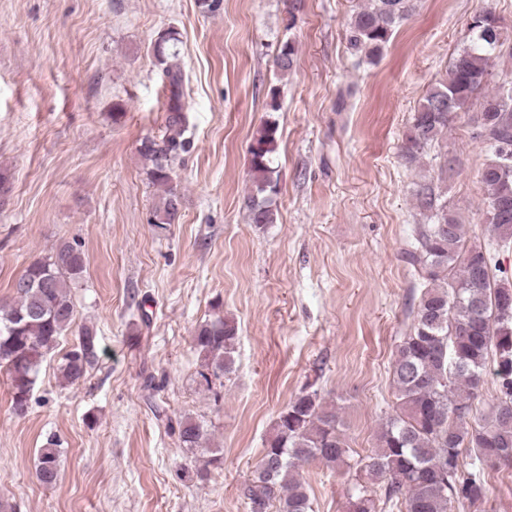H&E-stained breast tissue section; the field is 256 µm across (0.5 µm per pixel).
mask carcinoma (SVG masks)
<instances>
[{"instance_id":"cac0c4a2","label":"carcinoma","mask_w":512,"mask_h":512,"mask_svg":"<svg viewBox=\"0 0 512 512\" xmlns=\"http://www.w3.org/2000/svg\"><path fill=\"white\" fill-rule=\"evenodd\" d=\"M413 8V0H366L352 14L349 49L361 60H373ZM498 20L492 11L479 14L478 24L469 26V44L413 113L402 145L409 161L447 132L450 120L485 89L488 60L504 45ZM178 42L177 33L169 30L155 44L171 97L162 138H146L139 148L147 178L164 187L154 211L156 224L173 223L182 209V197L172 185L173 163L184 151L187 124ZM296 55L294 43L283 44L276 59L280 73L292 70ZM481 119L482 140L490 153L481 172L488 220L499 235L511 237L512 155L504 156L501 145H512V87L484 94ZM276 149L277 127L268 122L249 146L254 194L245 206L252 224L275 222L270 198L279 186L273 167ZM418 202L430 212V223L416 228V244L404 254L422 292L392 361L399 406L381 422L377 450L360 468L346 512H375L377 494L383 506L398 512H463L484 499L486 487L481 472L462 471V449L473 451L481 464L512 466V458L500 459L501 452L512 450V285L497 280L488 250L468 240L465 225L448 215L432 189L420 191ZM86 266L80 247L64 242L30 263L18 277L25 286L11 302L0 304V368L7 375L17 416L28 412L43 358L72 324L70 288L82 279ZM237 338L231 317L219 315L197 327L192 342L201 357L200 384L206 389L232 372ZM97 358V332L85 326L77 345L62 359V381L81 380ZM488 372L495 382V402L483 423L474 425L473 398ZM177 434L191 454L207 451L209 438L201 422L186 417L177 422ZM348 453L335 409L324 404L318 391L305 390L277 415L242 496L250 506L261 504L263 512L273 507L276 512H312L299 469L311 463L333 469L345 463ZM59 456L57 438L47 436L35 467L41 484L58 482Z\"/></svg>"}]
</instances>
